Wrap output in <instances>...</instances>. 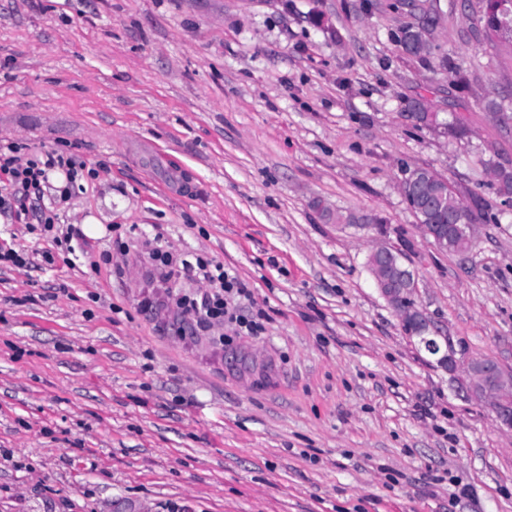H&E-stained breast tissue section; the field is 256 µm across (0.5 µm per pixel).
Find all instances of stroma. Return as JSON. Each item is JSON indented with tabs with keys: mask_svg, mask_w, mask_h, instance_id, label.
<instances>
[{
	"mask_svg": "<svg viewBox=\"0 0 512 512\" xmlns=\"http://www.w3.org/2000/svg\"><path fill=\"white\" fill-rule=\"evenodd\" d=\"M414 4L441 16L424 60L396 43ZM485 9L0 0V140L97 168L60 220L99 227L49 266L0 214V246L35 262L0 272V512H512V431L456 395L367 265L399 251L454 348L512 369V206L491 174L512 164V41H489ZM419 167L482 204L468 254L423 234L400 191ZM115 224L223 264L263 330L180 334Z\"/></svg>",
	"mask_w": 512,
	"mask_h": 512,
	"instance_id": "obj_1",
	"label": "stroma"
}]
</instances>
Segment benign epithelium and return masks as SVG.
I'll use <instances>...</instances> for the list:
<instances>
[{"label":"benign epithelium","mask_w":512,"mask_h":512,"mask_svg":"<svg viewBox=\"0 0 512 512\" xmlns=\"http://www.w3.org/2000/svg\"><path fill=\"white\" fill-rule=\"evenodd\" d=\"M405 198L427 194L425 184L416 177L407 176L400 185ZM425 235L433 239L438 249L448 247V225L423 224ZM375 266L385 268L395 261L394 249L377 246L372 252ZM376 286L382 296L391 305L401 322L411 321L416 325L415 345L418 350L433 358L437 366L457 374V392L464 399H475L487 403L499 428L512 430V372L504 370L499 364L489 359H470L456 357L448 347V337L428 320L427 316L414 306L399 305L398 296L405 293L413 295L416 290V276L409 267L401 268L398 280L374 277Z\"/></svg>","instance_id":"7a95c632"}]
</instances>
